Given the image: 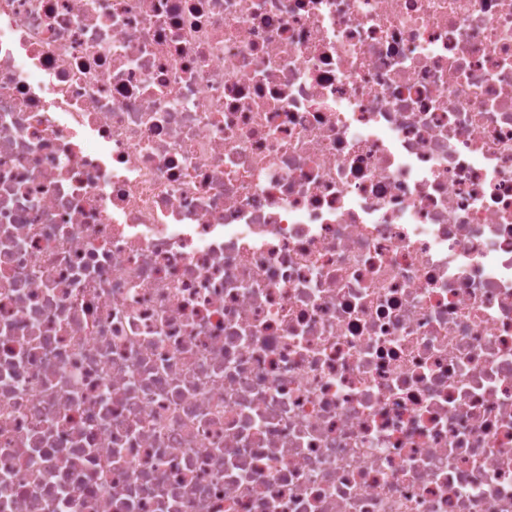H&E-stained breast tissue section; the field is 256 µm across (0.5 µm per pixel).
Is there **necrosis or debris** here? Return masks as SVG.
I'll use <instances>...</instances> for the list:
<instances>
[{"label": "necrosis or debris", "instance_id": "obj_1", "mask_svg": "<svg viewBox=\"0 0 512 512\" xmlns=\"http://www.w3.org/2000/svg\"><path fill=\"white\" fill-rule=\"evenodd\" d=\"M0 512H512V0H0Z\"/></svg>", "mask_w": 512, "mask_h": 512}]
</instances>
